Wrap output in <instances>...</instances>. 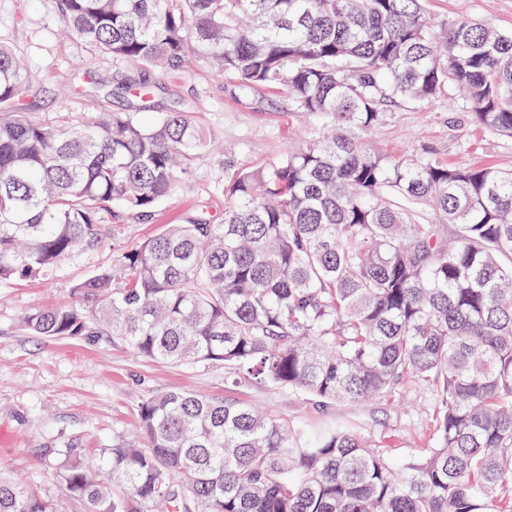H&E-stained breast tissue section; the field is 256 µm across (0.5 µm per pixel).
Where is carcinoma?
Segmentation results:
<instances>
[{"label":"carcinoma","instance_id":"carcinoma-1","mask_svg":"<svg viewBox=\"0 0 512 512\" xmlns=\"http://www.w3.org/2000/svg\"><path fill=\"white\" fill-rule=\"evenodd\" d=\"M65 30L145 72L194 57L242 92L274 90L320 136L224 182V214L166 224L30 309L33 334L107 332L140 359L212 363L320 409L412 382L436 392L434 448L402 466L350 422L290 423L231 399L148 396L136 444L102 469L81 441L44 455L82 512H512V170L380 156L363 137L389 100L453 86L512 135V33L461 15L434 32L424 0H50ZM37 89L0 44V283L51 275L105 241L103 216L148 218L205 153L184 112L31 116ZM0 512H56L0 478Z\"/></svg>","mask_w":512,"mask_h":512}]
</instances>
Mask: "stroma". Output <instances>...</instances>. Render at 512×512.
<instances>
[{
  "label": "stroma",
  "mask_w": 512,
  "mask_h": 512,
  "mask_svg": "<svg viewBox=\"0 0 512 512\" xmlns=\"http://www.w3.org/2000/svg\"><path fill=\"white\" fill-rule=\"evenodd\" d=\"M435 25L467 13L512 31V0H426ZM63 21L49 0H0V40L10 43L27 63V79L40 89L32 113L40 121L66 128L89 118L91 111L131 112L139 101L112 94L90 104L82 93L87 77L81 60L96 57L97 82L114 85L127 68L61 33ZM151 116L187 112L211 144L190 164L192 173L179 192L165 199L152 219L131 214L111 219L110 235L98 250L64 260L48 279L0 284V471L49 499L62 490L52 465L40 450L51 438L79 437L92 461L115 436L138 440L137 410L146 397L166 391H195L228 397L271 410L290 423L314 425L322 414L307 396L252 379L232 381L222 363L172 366L136 358L119 339L93 340L36 336L18 323L33 307L53 306L70 298L80 280L113 263L126 251L158 233L163 225L206 214L220 216L224 195L217 184L234 170L253 168L315 138L318 121L294 111L282 95H245L233 77L211 64L193 60L179 71H150ZM387 119L364 137L375 152L432 157L450 166L512 169V137L476 123L457 89L425 102L400 100ZM436 395L406 384L387 400L361 405L339 402L331 417H361L366 434L389 437L393 461L425 455L434 445Z\"/></svg>",
  "instance_id": "1"
}]
</instances>
